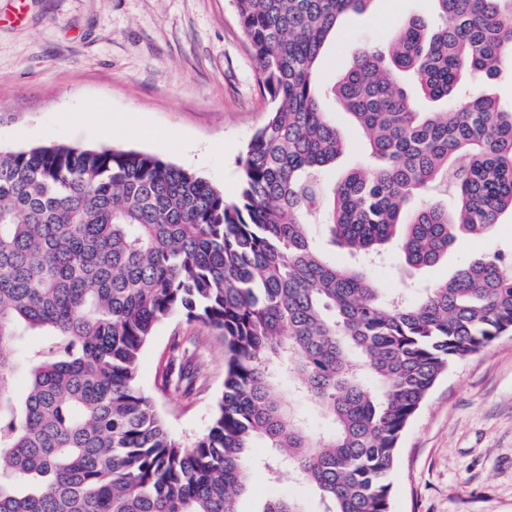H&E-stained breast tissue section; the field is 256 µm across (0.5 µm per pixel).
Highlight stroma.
<instances>
[{"mask_svg": "<svg viewBox=\"0 0 512 512\" xmlns=\"http://www.w3.org/2000/svg\"><path fill=\"white\" fill-rule=\"evenodd\" d=\"M433 0H372L346 18L326 52L334 83L357 49L385 41ZM345 149L333 182L360 164L366 138L337 100L323 98ZM257 62L230 0H0V150L38 145L114 146L195 172L228 199L239 191V158L266 119ZM151 127L154 138L142 137ZM512 250V214L485 236H459L447 259L420 270H373L385 288L448 279L478 253ZM199 337V382L190 398L160 389L175 340ZM139 386L174 435L192 445L208 429L224 387L216 335L181 316L160 322L139 363ZM238 512H260L277 492L323 512L303 482L269 483L250 469ZM392 512H512V334L456 361L407 426L392 474Z\"/></svg>", "mask_w": 512, "mask_h": 512, "instance_id": "1", "label": "stroma"}]
</instances>
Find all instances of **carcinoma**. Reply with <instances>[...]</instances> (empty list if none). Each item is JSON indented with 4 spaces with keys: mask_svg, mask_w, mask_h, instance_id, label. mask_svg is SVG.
I'll list each match as a JSON object with an SVG mask.
<instances>
[{
    "mask_svg": "<svg viewBox=\"0 0 512 512\" xmlns=\"http://www.w3.org/2000/svg\"><path fill=\"white\" fill-rule=\"evenodd\" d=\"M232 2L271 103L237 200L134 150L0 153V512H237L259 444L268 478L307 482L324 512H391L400 440L431 389L512 332V253L413 294L364 271L395 251L432 266L512 212V108L458 92L512 63V0H433V16L355 52L330 93L367 164L333 183L344 144L318 66L339 18L371 0ZM419 96L454 111L422 112ZM317 226L349 261L316 247ZM175 314L224 347V391L189 448L138 385L143 347ZM197 343L173 344L164 391L191 393ZM283 380L330 435L308 434ZM261 512L303 509L273 495Z\"/></svg>",
    "mask_w": 512,
    "mask_h": 512,
    "instance_id": "cac0c4a2",
    "label": "carcinoma"
}]
</instances>
